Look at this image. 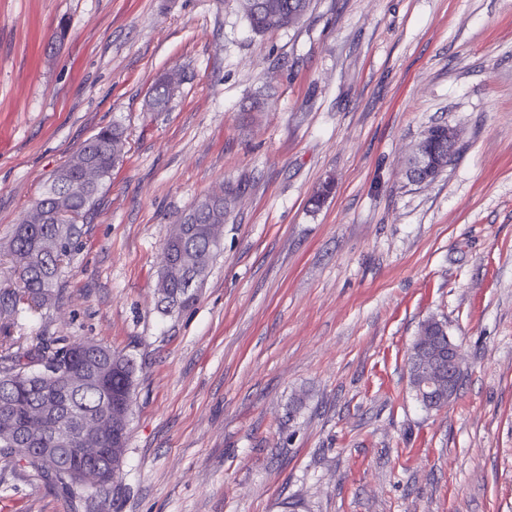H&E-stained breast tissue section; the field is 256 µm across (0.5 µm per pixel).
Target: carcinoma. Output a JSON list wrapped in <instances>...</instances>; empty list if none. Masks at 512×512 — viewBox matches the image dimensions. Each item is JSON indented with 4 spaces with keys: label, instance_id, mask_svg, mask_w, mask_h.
Listing matches in <instances>:
<instances>
[{
    "label": "carcinoma",
    "instance_id": "1",
    "mask_svg": "<svg viewBox=\"0 0 512 512\" xmlns=\"http://www.w3.org/2000/svg\"><path fill=\"white\" fill-rule=\"evenodd\" d=\"M310 0H252L245 11L256 34L288 27V17H303ZM172 93L171 82L160 78L153 88L151 108L164 110ZM126 136L119 125L103 128L88 139L73 159L57 170L33 207L36 218L21 219L7 244L19 287L0 288V456L25 461L57 492L69 500L87 501L108 495L113 473L119 469L128 442V424L97 438L102 449L95 460L79 456L85 424L98 420L112 425L102 393L93 381L66 389L47 375L45 368L66 373L108 370L112 395L121 402L132 400L134 360L91 340L64 337L39 338L21 344L12 335L11 322L28 309L56 299L61 265L80 245L82 227L76 219L94 211L96 198L112 170L125 154ZM226 195L214 201L204 198L172 225L165 243L168 267L160 273L164 311L170 313L193 305L208 274L194 279L195 264L207 259L210 269L220 246L216 229L224 223ZM48 411L47 427L37 442H28L27 427L41 411ZM87 466L99 471L103 483L86 484L78 470Z\"/></svg>",
    "mask_w": 512,
    "mask_h": 512
}]
</instances>
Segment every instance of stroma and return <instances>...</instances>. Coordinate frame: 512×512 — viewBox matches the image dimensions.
<instances>
[{
    "label": "stroma",
    "mask_w": 512,
    "mask_h": 512,
    "mask_svg": "<svg viewBox=\"0 0 512 512\" xmlns=\"http://www.w3.org/2000/svg\"><path fill=\"white\" fill-rule=\"evenodd\" d=\"M114 123L58 300L12 328L138 364L102 512H512V0H310L262 35L239 0H0V244ZM435 124L455 158L411 184ZM224 187L207 282L163 312L170 227ZM431 317L464 357L439 410L408 383ZM0 512L69 510L0 460Z\"/></svg>",
    "instance_id": "stroma-1"
}]
</instances>
